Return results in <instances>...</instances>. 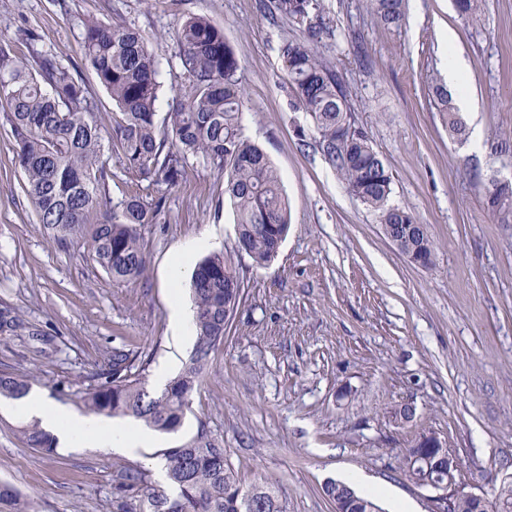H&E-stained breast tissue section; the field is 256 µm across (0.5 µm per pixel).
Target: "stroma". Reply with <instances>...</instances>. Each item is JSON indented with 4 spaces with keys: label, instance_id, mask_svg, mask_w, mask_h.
<instances>
[{
    "label": "stroma",
    "instance_id": "1",
    "mask_svg": "<svg viewBox=\"0 0 512 512\" xmlns=\"http://www.w3.org/2000/svg\"><path fill=\"white\" fill-rule=\"evenodd\" d=\"M322 5L335 34L313 50L342 75L357 125L392 173L391 204L435 240L428 267L400 254L316 148L309 119L281 87L282 41L302 31L267 19L258 0H0V46L28 63L50 49L75 64L106 126L115 107L85 61V18L145 37L159 62L162 115L189 83L177 59L179 23L203 16L222 28L241 64L244 135L280 172L290 210L271 265L241 259L250 298L182 426L156 433L154 448L135 457L92 445L47 453L28 446L25 420L0 407V480L33 497L38 512H113V501L137 502L150 488L174 494L156 466L202 431L243 484L278 483L288 512H334L321 487L350 473L431 512L432 491L400 467L422 432L445 440L474 491L492 496L512 477V214L487 199L492 179L512 182V0H484L474 18L459 16L453 0H407L399 28L380 24L368 0ZM448 31L470 64L462 141L428 94L431 78L445 74ZM15 148L0 120V303L49 341L0 335V373L28 377L31 392L79 411L113 352L130 351L156 389L157 369L177 374L192 352L184 346L169 361L171 302L189 296L188 280L169 279L172 252L204 233L215 251L235 250L223 175L197 164L166 191L161 223L142 230V279L119 283L86 245H60L37 224ZM404 404L416 414L402 425L392 411ZM122 467L144 471L146 484L119 486Z\"/></svg>",
    "mask_w": 512,
    "mask_h": 512
}]
</instances>
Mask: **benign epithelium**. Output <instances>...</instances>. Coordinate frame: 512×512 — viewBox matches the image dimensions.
<instances>
[{"instance_id":"obj_1","label":"benign epithelium","mask_w":512,"mask_h":512,"mask_svg":"<svg viewBox=\"0 0 512 512\" xmlns=\"http://www.w3.org/2000/svg\"><path fill=\"white\" fill-rule=\"evenodd\" d=\"M408 454L419 470L414 483L436 492L433 512H449L461 498L470 500L471 512H488V498L454 484L453 475L458 469V460L443 441L421 438L408 449ZM445 471L448 472V480L443 481L441 477Z\"/></svg>"}]
</instances>
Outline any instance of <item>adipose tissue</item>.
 <instances>
[{
  "label": "adipose tissue",
  "instance_id": "1",
  "mask_svg": "<svg viewBox=\"0 0 512 512\" xmlns=\"http://www.w3.org/2000/svg\"><path fill=\"white\" fill-rule=\"evenodd\" d=\"M13 412L23 419L39 420L66 448L92 444L118 455L134 456L155 441L150 432L137 425L115 424L100 416L85 415L43 394L17 400Z\"/></svg>",
  "mask_w": 512,
  "mask_h": 512
}]
</instances>
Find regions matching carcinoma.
<instances>
[{
  "label": "carcinoma",
  "instance_id": "carcinoma-1",
  "mask_svg": "<svg viewBox=\"0 0 512 512\" xmlns=\"http://www.w3.org/2000/svg\"><path fill=\"white\" fill-rule=\"evenodd\" d=\"M379 21L400 27L406 0H369ZM263 10L306 34L287 38L281 47V72L290 105L310 117L316 145L347 189L378 212L380 223L399 233L397 249L407 259L432 258L436 243L426 227L404 207L389 204L391 174L367 135L356 126L342 75L311 48L333 36L320 0H263ZM178 58L189 84L170 112L158 120L161 83L153 51L134 28L98 18L83 21L85 60L112 98L117 112L103 130L97 104L71 70L52 51L29 65L0 47V117L16 144L15 164L24 175L23 192L37 223L62 244L87 245L92 259L112 280L138 281L145 269L142 228L155 224L165 198L132 193L111 205L107 199L112 172L102 160L104 143L121 163L130 184L177 186L193 164L201 162L224 175V193L233 207L236 248L257 268L277 257L288 232V200L281 178L266 153L241 131L246 91L240 63L224 31L202 16L186 18L176 29ZM429 91L448 133L465 129L448 96L435 81ZM195 344L179 373L159 392L132 372L130 354L112 356V375L89 389L83 406L95 415L131 416L156 431H177L189 397L201 386L210 359L224 342L237 310L249 299L248 285L233 258L212 252L191 272ZM29 324L0 309V334L23 336ZM28 379L0 373V396L18 398ZM33 448L50 451L53 441L40 428L22 429ZM169 482L178 495L152 491L136 505L121 502L116 512H288L278 484L260 480L245 487L229 466L224 449L202 432L190 443L164 453ZM329 499L351 496L354 512H380L374 498L348 484L328 481ZM0 512H35L34 500L0 482ZM490 512H512V481L503 482Z\"/></svg>",
  "mask_w": 512,
  "mask_h": 512
}]
</instances>
